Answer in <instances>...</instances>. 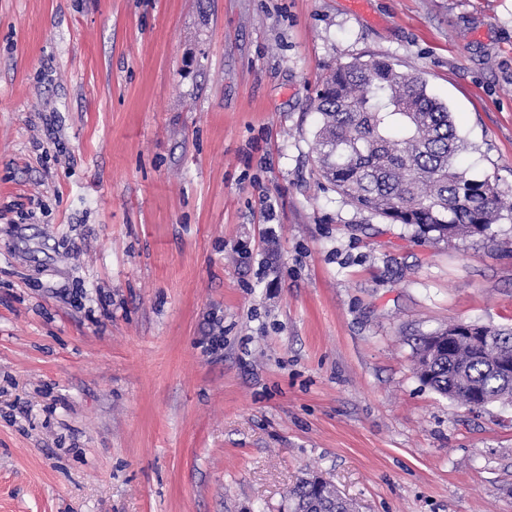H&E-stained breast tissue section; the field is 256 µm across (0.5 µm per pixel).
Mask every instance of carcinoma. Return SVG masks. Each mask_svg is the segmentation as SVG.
Here are the masks:
<instances>
[{
  "mask_svg": "<svg viewBox=\"0 0 512 512\" xmlns=\"http://www.w3.org/2000/svg\"><path fill=\"white\" fill-rule=\"evenodd\" d=\"M314 109L319 174L357 209L442 240L487 238L502 212L512 214V197L458 166L464 142L448 106L420 76L383 58L340 64L325 77ZM484 335L437 355L431 337L420 338L422 383L464 406L478 397L512 404V377L495 369L497 360L512 359V328L486 326ZM291 498L293 512H355L318 476L301 480Z\"/></svg>",
  "mask_w": 512,
  "mask_h": 512,
  "instance_id": "obj_1",
  "label": "carcinoma"
}]
</instances>
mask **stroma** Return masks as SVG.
I'll use <instances>...</instances> for the list:
<instances>
[{"label": "stroma", "instance_id": "obj_1", "mask_svg": "<svg viewBox=\"0 0 512 512\" xmlns=\"http://www.w3.org/2000/svg\"><path fill=\"white\" fill-rule=\"evenodd\" d=\"M373 57L512 194V0H0V512H512V405L415 370L512 326V219L438 240L313 163ZM293 511L354 512L352 502L341 497L318 476L302 479L291 493Z\"/></svg>", "mask_w": 512, "mask_h": 512}]
</instances>
